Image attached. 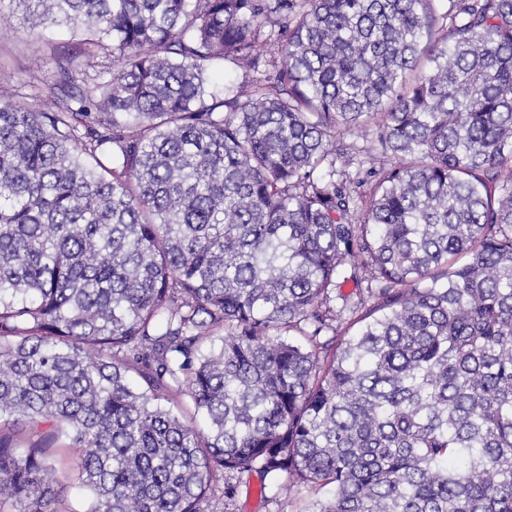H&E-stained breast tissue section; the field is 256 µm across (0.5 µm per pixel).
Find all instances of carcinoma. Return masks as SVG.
<instances>
[{
  "instance_id": "cac0c4a2",
  "label": "carcinoma",
  "mask_w": 512,
  "mask_h": 512,
  "mask_svg": "<svg viewBox=\"0 0 512 512\" xmlns=\"http://www.w3.org/2000/svg\"><path fill=\"white\" fill-rule=\"evenodd\" d=\"M21 6L112 68L0 94V418L47 427L0 433V508L57 512L65 431L87 512H223L253 472L512 512V0ZM377 148L378 143L371 126L343 132L336 137V149H343L347 158L353 159V162H355V164L346 168L353 176L359 168L366 169L369 167L366 162L363 166L361 164L359 166V163L366 161L368 152L375 153Z\"/></svg>"
}]
</instances>
